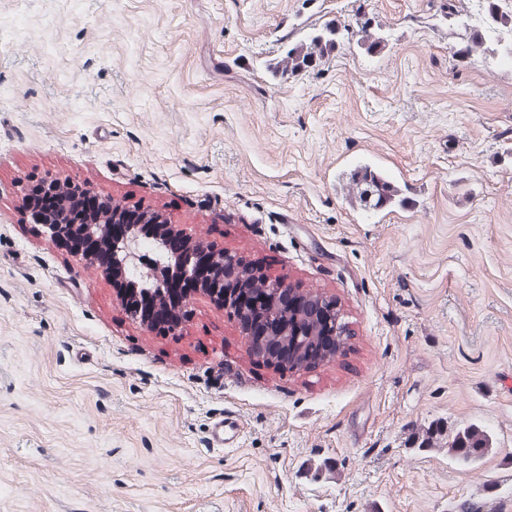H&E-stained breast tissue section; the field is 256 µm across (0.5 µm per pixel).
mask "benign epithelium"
<instances>
[{"label":"benign epithelium","mask_w":512,"mask_h":512,"mask_svg":"<svg viewBox=\"0 0 512 512\" xmlns=\"http://www.w3.org/2000/svg\"><path fill=\"white\" fill-rule=\"evenodd\" d=\"M21 203L75 262L96 265L127 315L152 334L177 335L203 296L237 319L257 361L279 371L313 373L345 344L336 300L299 301L300 285L186 235L161 211L116 204L49 172L27 180Z\"/></svg>","instance_id":"obj_1"}]
</instances>
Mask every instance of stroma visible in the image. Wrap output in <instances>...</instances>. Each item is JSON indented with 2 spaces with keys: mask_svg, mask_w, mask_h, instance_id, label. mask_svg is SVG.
<instances>
[{
  "mask_svg": "<svg viewBox=\"0 0 512 512\" xmlns=\"http://www.w3.org/2000/svg\"><path fill=\"white\" fill-rule=\"evenodd\" d=\"M446 1L0 0V512H512V65ZM346 25L384 42L268 70ZM47 171L335 299L344 348L275 371L202 297L148 333L27 220ZM361 165L363 167L355 169L351 174L353 198L355 200L364 201L368 195V191L373 190V187L376 186L385 191L386 201L390 202L392 197H395L398 193L397 187L392 185L380 171L368 169L372 167L371 165ZM239 436L240 424L235 416L225 415L224 418L212 424L211 441L216 448H223L233 444L238 440ZM488 447L489 436L483 429L478 427H470L463 431L462 436L459 435L457 438H454L451 444V448H472V450Z\"/></svg>",
  "mask_w": 512,
  "mask_h": 512,
  "instance_id": "obj_1",
  "label": "stroma"
}]
</instances>
